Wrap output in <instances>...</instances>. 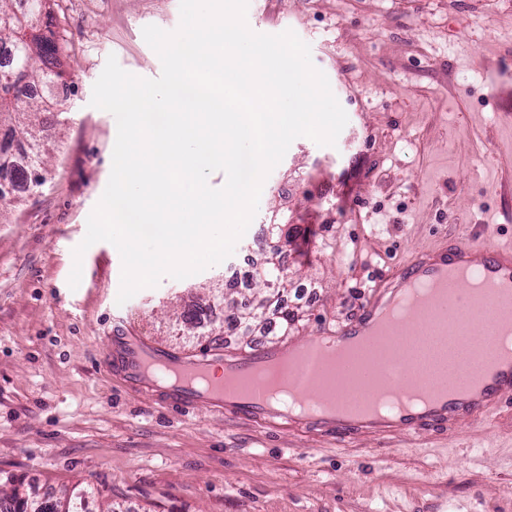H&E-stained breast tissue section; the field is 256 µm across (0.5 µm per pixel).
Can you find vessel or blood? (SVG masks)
I'll return each instance as SVG.
<instances>
[{
    "label": "vessel or blood",
    "instance_id": "obj_1",
    "mask_svg": "<svg viewBox=\"0 0 512 512\" xmlns=\"http://www.w3.org/2000/svg\"><path fill=\"white\" fill-rule=\"evenodd\" d=\"M462 270L481 279L498 305L501 328L512 330L511 246L458 241L439 249L421 250L376 280L351 320L322 326L305 341L307 360L289 368L286 375L290 387L316 403L314 409L301 414L275 404L268 390L253 380L261 366L286 364L288 354L279 346L226 354L223 375L218 378L212 374L214 350L185 358L138 336L132 321L122 318L115 327L104 365L129 391H156L159 405L166 408L187 411L203 402L228 422L287 429L312 425L340 445L366 434L385 444L397 438L416 443L428 431L452 433L463 416L483 422L498 420L512 402V359L490 364L470 389H461L457 383V374L486 354L483 332L472 330L463 336L452 325L463 295L454 275ZM417 285L433 288L435 294L431 302L419 301L408 308L404 322L414 324L424 313L434 329L413 345L417 371L402 375L397 386L416 391L425 378H432L430 398L385 415L360 414L337 406L335 396L321 387L329 359L345 345L359 342L366 348L374 346L376 337L385 333L386 311Z\"/></svg>",
    "mask_w": 512,
    "mask_h": 512
}]
</instances>
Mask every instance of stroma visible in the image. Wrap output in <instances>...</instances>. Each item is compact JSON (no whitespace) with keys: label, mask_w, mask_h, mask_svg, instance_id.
Wrapping results in <instances>:
<instances>
[{"label":"stroma","mask_w":512,"mask_h":512,"mask_svg":"<svg viewBox=\"0 0 512 512\" xmlns=\"http://www.w3.org/2000/svg\"><path fill=\"white\" fill-rule=\"evenodd\" d=\"M69 83L47 114L42 186L0 223V471L37 495L84 482L114 512H512V410L453 434L339 447L313 434L224 422L206 404L159 408L103 357L118 318L193 354L178 330L241 256L262 257L272 216L299 225L283 252L294 339L353 318L389 268L449 239L512 242V0H249L251 30H292L348 116L335 145L295 139L232 255L118 303L111 243L74 249L112 169L115 117L91 106L108 56L154 79L142 30L174 31L179 0H55ZM77 288H70L74 265Z\"/></svg>","instance_id":"1"}]
</instances>
